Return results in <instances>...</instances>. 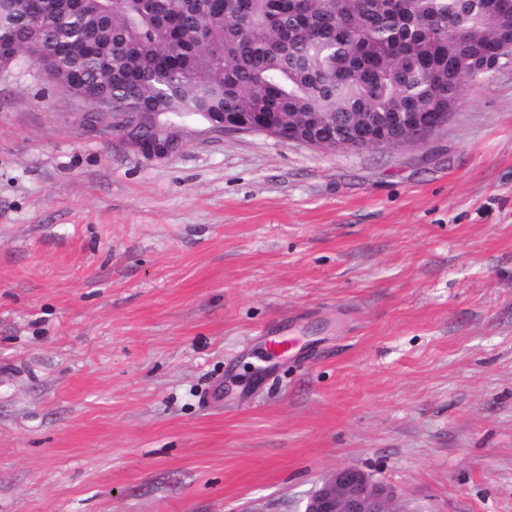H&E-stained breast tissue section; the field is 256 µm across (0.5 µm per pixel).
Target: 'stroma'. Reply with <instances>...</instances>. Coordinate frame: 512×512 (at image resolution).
Here are the masks:
<instances>
[{
    "label": "stroma",
    "mask_w": 512,
    "mask_h": 512,
    "mask_svg": "<svg viewBox=\"0 0 512 512\" xmlns=\"http://www.w3.org/2000/svg\"><path fill=\"white\" fill-rule=\"evenodd\" d=\"M170 132L0 75V512H512V69L421 142ZM397 492L357 467L333 471L314 489L304 512H392Z\"/></svg>",
    "instance_id": "stroma-1"
}]
</instances>
